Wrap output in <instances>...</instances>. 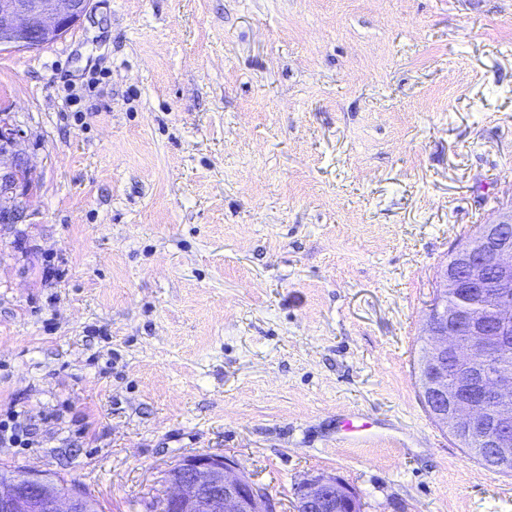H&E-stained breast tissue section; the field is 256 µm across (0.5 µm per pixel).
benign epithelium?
I'll return each instance as SVG.
<instances>
[{"instance_id": "1", "label": "benign epithelium", "mask_w": 512, "mask_h": 512, "mask_svg": "<svg viewBox=\"0 0 512 512\" xmlns=\"http://www.w3.org/2000/svg\"><path fill=\"white\" fill-rule=\"evenodd\" d=\"M88 0H0V47L38 50L80 23ZM23 131L0 121V223L22 224L32 166L19 149ZM430 343L417 365L422 398L434 420L464 448L485 454L495 470H512V210L498 214L450 256L427 320ZM457 376L448 388V373ZM163 510L278 512L274 499L236 462L198 452L165 473ZM350 491L334 475L294 487L295 512H336ZM0 512H95L77 488L40 472L0 470Z\"/></svg>"}]
</instances>
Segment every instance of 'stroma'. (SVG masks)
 <instances>
[{
	"mask_svg": "<svg viewBox=\"0 0 512 512\" xmlns=\"http://www.w3.org/2000/svg\"><path fill=\"white\" fill-rule=\"evenodd\" d=\"M0 118L34 168L0 469L142 512L211 452L280 512L317 473L363 512H512L417 377L439 270L512 209V0H89L0 49Z\"/></svg>",
	"mask_w": 512,
	"mask_h": 512,
	"instance_id": "35a3bbf8",
	"label": "stroma"
}]
</instances>
